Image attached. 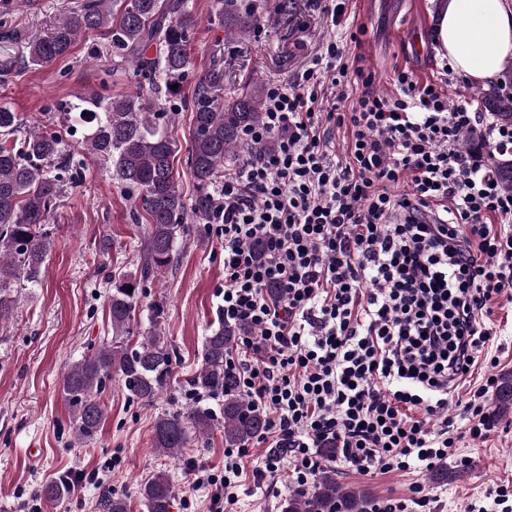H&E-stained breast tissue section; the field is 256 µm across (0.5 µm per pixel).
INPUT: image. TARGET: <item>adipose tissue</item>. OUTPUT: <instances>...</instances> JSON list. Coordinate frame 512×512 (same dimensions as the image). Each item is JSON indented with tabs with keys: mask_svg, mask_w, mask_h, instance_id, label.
Listing matches in <instances>:
<instances>
[{
	"mask_svg": "<svg viewBox=\"0 0 512 512\" xmlns=\"http://www.w3.org/2000/svg\"><path fill=\"white\" fill-rule=\"evenodd\" d=\"M435 35L453 70L496 80L512 58V9L505 0H442Z\"/></svg>",
	"mask_w": 512,
	"mask_h": 512,
	"instance_id": "obj_1",
	"label": "adipose tissue"
}]
</instances>
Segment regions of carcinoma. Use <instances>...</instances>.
Here are the masks:
<instances>
[{"label": "carcinoma", "mask_w": 512, "mask_h": 512, "mask_svg": "<svg viewBox=\"0 0 512 512\" xmlns=\"http://www.w3.org/2000/svg\"><path fill=\"white\" fill-rule=\"evenodd\" d=\"M27 3L0 0V40L22 39L9 19ZM259 8L222 0L217 21L230 34L245 37ZM194 27L187 0H84L65 21L28 42L29 61L43 66L69 55L78 38L98 35L149 86L147 95L104 97L90 92L67 107L86 113L82 122L91 134L84 149L103 161L112 180L132 195L135 223L143 219L148 224L140 274L112 283L108 293L112 344L85 354L63 380L72 428L81 441L99 432L104 416L100 395L112 376L119 377L130 397L145 403L167 392L173 353L162 332L163 304L151 306L150 329L135 346L127 344L139 286L173 263L177 232L186 218L212 223L217 209L215 184L224 177V162L246 146L244 132L263 117L264 95L257 87L224 99V62L214 59L213 66L198 77L191 96L188 164L196 193L185 200L173 169L172 128L177 116L173 106L181 101ZM173 84L177 88H171ZM481 103L497 123L512 126V95L493 89L481 93ZM68 164L63 135L31 127L9 106H0V321L13 309L15 290L41 280L53 243L48 223L63 192L61 176L53 169ZM249 329L243 321L219 323L205 338L201 365L189 379L192 389L222 398L228 448L248 443L266 427L265 413L250 403L235 376L224 370V356ZM496 407L502 415L512 411V373L500 377ZM212 425L211 411L195 403L164 413L154 425L153 448L177 457L192 436L210 431ZM70 489L69 482L61 479L43 487L41 495L57 500ZM142 498L147 512H170L174 484L169 474H153L143 485ZM370 503L367 492L337 484L333 471L325 469L313 491L292 492L283 500L281 512H368Z\"/></svg>", "instance_id": "obj_1"}]
</instances>
